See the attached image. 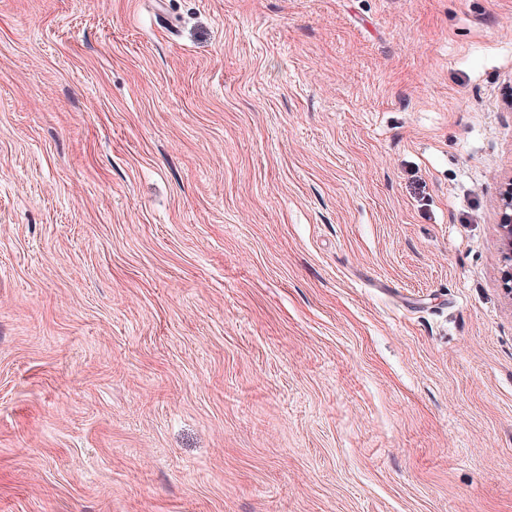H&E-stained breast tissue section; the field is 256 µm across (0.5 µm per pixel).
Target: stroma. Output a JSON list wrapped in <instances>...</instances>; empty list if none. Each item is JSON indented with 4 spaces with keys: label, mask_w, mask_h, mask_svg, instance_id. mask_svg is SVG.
Here are the masks:
<instances>
[{
    "label": "stroma",
    "mask_w": 512,
    "mask_h": 512,
    "mask_svg": "<svg viewBox=\"0 0 512 512\" xmlns=\"http://www.w3.org/2000/svg\"><path fill=\"white\" fill-rule=\"evenodd\" d=\"M512 0H0V512H512ZM498 225L501 232L502 282L512 295V175L504 178L498 201Z\"/></svg>",
    "instance_id": "obj_1"
}]
</instances>
